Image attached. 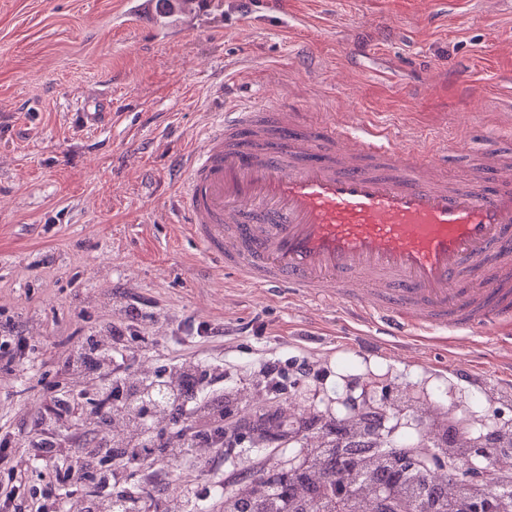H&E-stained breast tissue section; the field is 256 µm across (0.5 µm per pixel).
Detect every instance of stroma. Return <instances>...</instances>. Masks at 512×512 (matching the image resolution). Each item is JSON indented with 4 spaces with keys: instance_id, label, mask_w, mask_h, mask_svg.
Here are the masks:
<instances>
[{
    "instance_id": "35a3bbf8",
    "label": "stroma",
    "mask_w": 512,
    "mask_h": 512,
    "mask_svg": "<svg viewBox=\"0 0 512 512\" xmlns=\"http://www.w3.org/2000/svg\"><path fill=\"white\" fill-rule=\"evenodd\" d=\"M126 0H0V328L34 337L31 374L0 373V431L33 426L43 388H88L57 369L73 344L125 319L143 302L131 379L186 360L224 366L232 419L244 438L234 466L185 468L163 497L185 487L236 482L254 464L278 472L279 442L256 446L259 415L335 414L368 384L391 419L417 417L427 441L470 426L512 429L508 356L479 337L453 345L413 339L376 352L367 326L341 306L271 297L225 277L174 221L172 169L201 129L237 94L262 107L276 82L290 101L336 120L386 126L404 139H465L445 172L463 182L487 154L512 157V105L498 88L512 78V9L503 0H207L193 20L155 0L136 20ZM471 67L486 86L482 107L455 76ZM83 112L112 119L82 123ZM209 323L214 337L188 341ZM289 361L288 390L274 398L260 369ZM484 365L476 381L457 364ZM307 362L310 374L297 370Z\"/></svg>"
}]
</instances>
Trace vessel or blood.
Wrapping results in <instances>:
<instances>
[{
  "label": "vessel or blood",
  "mask_w": 512,
  "mask_h": 512,
  "mask_svg": "<svg viewBox=\"0 0 512 512\" xmlns=\"http://www.w3.org/2000/svg\"><path fill=\"white\" fill-rule=\"evenodd\" d=\"M460 146L232 102L176 165L179 223L243 285L381 326L373 347L469 332L511 352L512 170L436 178Z\"/></svg>",
  "instance_id": "b4317fda"
}]
</instances>
